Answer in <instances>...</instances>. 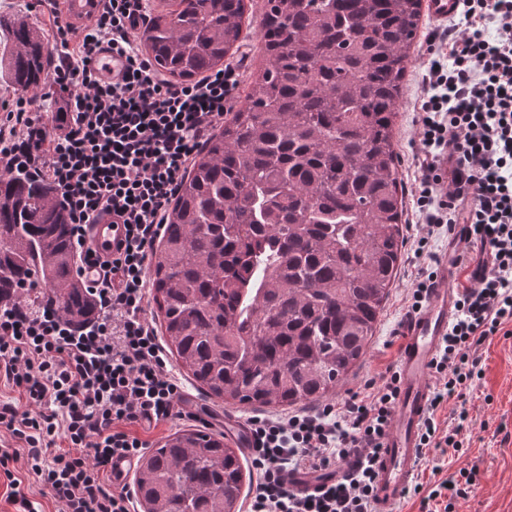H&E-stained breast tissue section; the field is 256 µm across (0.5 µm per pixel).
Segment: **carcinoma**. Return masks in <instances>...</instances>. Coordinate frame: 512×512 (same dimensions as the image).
<instances>
[{
  "label": "carcinoma",
  "mask_w": 512,
  "mask_h": 512,
  "mask_svg": "<svg viewBox=\"0 0 512 512\" xmlns=\"http://www.w3.org/2000/svg\"><path fill=\"white\" fill-rule=\"evenodd\" d=\"M422 0H267L266 67L192 161L152 249L153 300L179 364L226 402L287 409L333 394L367 349L403 244L393 127ZM245 0H173L139 41L188 82L243 42ZM0 77L47 85L26 15L0 17ZM53 185L0 176V301L73 325L98 312ZM241 449L187 429L139 460L142 512H237Z\"/></svg>",
  "instance_id": "cac0c4a2"
}]
</instances>
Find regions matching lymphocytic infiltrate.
<instances>
[{
  "label": "lymphocytic infiltrate",
  "instance_id": "obj_1",
  "mask_svg": "<svg viewBox=\"0 0 512 512\" xmlns=\"http://www.w3.org/2000/svg\"><path fill=\"white\" fill-rule=\"evenodd\" d=\"M461 16L425 37L419 268L408 305L423 307L436 275L424 264L429 238L462 225L474 269L432 362L436 384L419 439L421 451L444 454L464 448L469 414L460 410L444 431L438 411L481 378V346L512 324V0H463ZM147 19L148 0H105L82 30L53 24L50 80L68 94L66 128L47 134L22 105L0 125V175L25 163L55 186L99 310L77 327L21 297L0 303V387L19 394L0 401V427L13 439L0 448V474L21 512H36L9 467L21 456L60 512H130L127 489L107 481L113 461L137 459L148 446L132 425L184 415L181 387L145 316L148 256L194 155L231 110L239 74L227 68L172 84L135 42ZM103 49L122 59L119 75L104 73ZM104 216L126 227L123 250L107 258L87 240ZM398 395L390 368L341 404L249 417L258 480L248 512H374L375 464ZM340 463L348 467L340 481L308 493L290 486L293 474Z\"/></svg>",
  "mask_w": 512,
  "mask_h": 512
}]
</instances>
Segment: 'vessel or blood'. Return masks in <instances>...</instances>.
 Listing matches in <instances>:
<instances>
[{
	"label": "vessel or blood",
	"mask_w": 512,
	"mask_h": 512,
	"mask_svg": "<svg viewBox=\"0 0 512 512\" xmlns=\"http://www.w3.org/2000/svg\"><path fill=\"white\" fill-rule=\"evenodd\" d=\"M102 4L103 0H63L67 18L77 27L91 20ZM89 238L97 254L114 255L125 239V229L105 218L91 226ZM456 303L457 290L448 276V265L440 263L425 305L406 317L402 325V343L397 357L399 397L376 465L377 512H395L413 479L420 454V427L431 399V363L448 333Z\"/></svg>",
	"instance_id": "1"
}]
</instances>
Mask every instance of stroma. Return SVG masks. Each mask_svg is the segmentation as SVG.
Segmentation results:
<instances>
[{
    "label": "stroma",
    "mask_w": 512,
    "mask_h": 512,
    "mask_svg": "<svg viewBox=\"0 0 512 512\" xmlns=\"http://www.w3.org/2000/svg\"><path fill=\"white\" fill-rule=\"evenodd\" d=\"M246 4L248 36L238 51L228 53L224 59L225 65L237 69L241 81L244 82L248 81L250 75L260 73L264 67L261 20L266 9V0H246ZM432 26L429 17H421L409 50L394 128V143L399 158L398 170L405 201L403 220L408 225L416 221V156L421 149L418 122L420 78L428 60L425 35ZM416 277L417 270L410 252H403L374 336L349 376L330 395V402H343L349 392L358 390L365 378L378 376L396 361L399 347L392 344L391 338L393 332L400 329L403 323ZM480 354L483 368L481 379L472 383L465 400L450 399L438 414L441 423L445 424L459 406H466L469 413V425L466 429L469 448L463 454L452 457L441 455L435 449L430 450L426 459L418 462L414 480L416 483L429 485L457 475L459 470H469L473 473L471 490L467 497L455 498L452 512H512V335H498L486 341ZM172 373L182 386L189 405H204L215 413L213 433L223 432L224 412H232L242 420L256 413L254 407H231L224 401L211 397L180 365H173Z\"/></svg>",
    "instance_id": "1"
}]
</instances>
